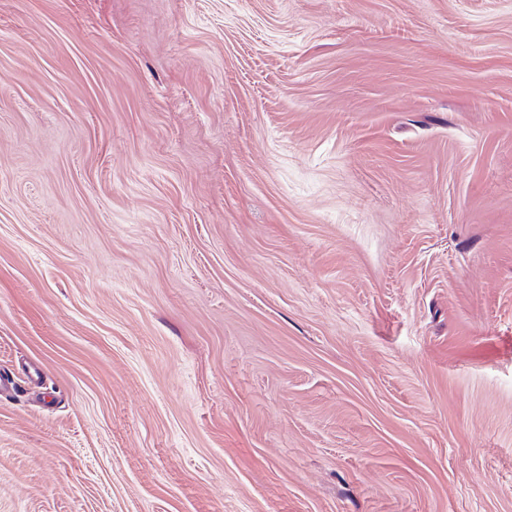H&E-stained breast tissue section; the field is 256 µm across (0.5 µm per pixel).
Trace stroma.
<instances>
[{
  "mask_svg": "<svg viewBox=\"0 0 512 512\" xmlns=\"http://www.w3.org/2000/svg\"><path fill=\"white\" fill-rule=\"evenodd\" d=\"M0 512H512V0H0Z\"/></svg>",
  "mask_w": 512,
  "mask_h": 512,
  "instance_id": "obj_1",
  "label": "stroma"
}]
</instances>
